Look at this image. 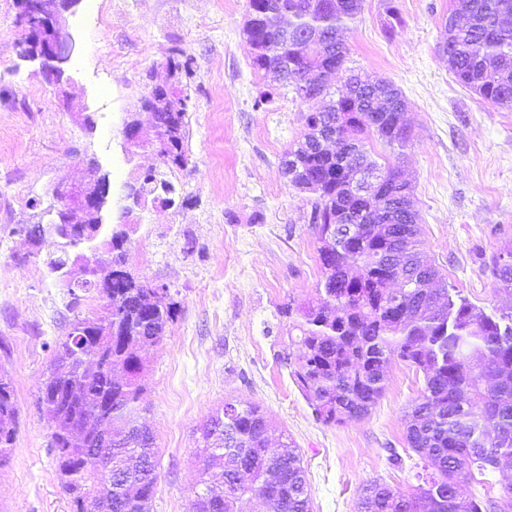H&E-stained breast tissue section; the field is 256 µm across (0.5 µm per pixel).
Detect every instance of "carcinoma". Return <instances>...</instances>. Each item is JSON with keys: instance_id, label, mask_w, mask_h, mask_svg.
I'll return each mask as SVG.
<instances>
[{"instance_id": "cac0c4a2", "label": "carcinoma", "mask_w": 512, "mask_h": 512, "mask_svg": "<svg viewBox=\"0 0 512 512\" xmlns=\"http://www.w3.org/2000/svg\"><path fill=\"white\" fill-rule=\"evenodd\" d=\"M361 12V0H248L243 33L251 66L273 72L300 98L328 97L324 110L305 116L307 132L284 154L288 182L316 195L311 221L323 280L314 297L289 300L298 354L282 361L317 420L340 426L368 416L383 396L387 366L397 357L423 374L424 388L408 412L405 441L421 461L422 483L411 494L374 481L358 512H512V491L500 498L465 497L452 484L512 469V310L477 315L469 300L451 293L439 271L420 256L413 209L398 206L412 188L398 168L365 149L372 136L390 149L406 147L401 118L408 102L385 78L347 70L341 32ZM453 26L443 23L437 44L456 81L486 102L512 111V0H452ZM317 55L307 53L310 44ZM151 91L141 107L159 127L161 163L169 171L188 164V117ZM376 171L384 181L373 197L337 171ZM144 200L175 204L174 184L148 174L134 189ZM102 223L74 226L71 247L99 238ZM129 230L112 225L110 298L96 317L76 316L56 345L39 404L53 422L62 487L75 512L89 498L103 512H150L157 484L150 429L138 424L146 354L163 339L176 313L167 293L123 274ZM512 245L494 259L500 290L512 294ZM226 413L200 427L204 456L201 489L190 512H247L263 494L269 512H310L306 470L286 432L252 403L226 402ZM17 409L10 383L0 378V466L12 452ZM124 476L106 485L104 470ZM94 476L86 486V473Z\"/></svg>"}]
</instances>
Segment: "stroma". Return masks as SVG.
<instances>
[{"mask_svg":"<svg viewBox=\"0 0 512 512\" xmlns=\"http://www.w3.org/2000/svg\"><path fill=\"white\" fill-rule=\"evenodd\" d=\"M401 22L386 34L387 3ZM78 0L67 14L73 50L66 95L35 62L21 58L17 0H0V377L17 408L13 452L0 467V512H74L49 448L52 422L39 390L74 316L100 313L98 292L71 299L47 262L59 240L32 243L26 229L50 222L54 185L77 179L95 160L112 198L105 224L120 223L127 182L163 172L154 127L140 99L169 83L166 62L181 49L187 90L189 162L171 173L175 206L148 203L134 224L126 267L167 288L177 313L146 360L142 420L153 431L158 482L151 512H189L200 480L199 426L228 401L259 405L299 449L311 512H357L377 480L409 494L417 456L404 440L406 411L424 386L401 360L361 421L316 420L279 355L292 322L288 299L313 297L322 278L310 224L314 196L281 172L304 117L324 105L255 71L243 36L248 0ZM450 0H362L344 40L347 67L392 80L408 101L410 142L391 157L414 188L424 258L476 311L512 307L492 260L512 241V111L457 83L438 55ZM270 102L259 103L263 92ZM137 114L140 143L123 134ZM403 462L393 465L391 452Z\"/></svg>","mask_w":512,"mask_h":512,"instance_id":"1","label":"stroma"}]
</instances>
